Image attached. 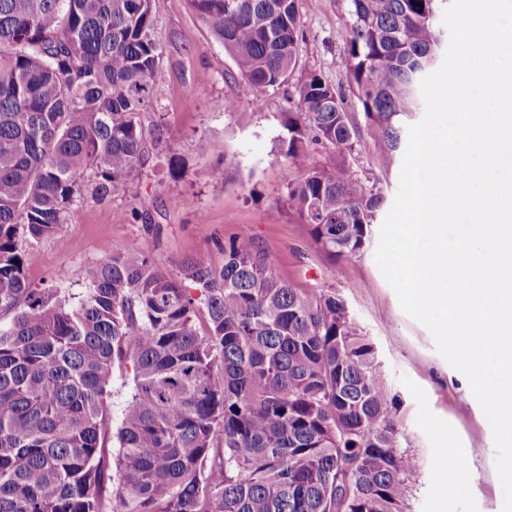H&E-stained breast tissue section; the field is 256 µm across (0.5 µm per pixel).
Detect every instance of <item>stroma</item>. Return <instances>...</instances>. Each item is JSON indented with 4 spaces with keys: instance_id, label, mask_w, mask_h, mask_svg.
Returning <instances> with one entry per match:
<instances>
[{
    "instance_id": "35a3bbf8",
    "label": "stroma",
    "mask_w": 512,
    "mask_h": 512,
    "mask_svg": "<svg viewBox=\"0 0 512 512\" xmlns=\"http://www.w3.org/2000/svg\"><path fill=\"white\" fill-rule=\"evenodd\" d=\"M297 10V67L288 85L259 94L189 0H152L163 57L141 120L162 137L148 139L144 168L110 197H76L54 234L25 246V276L32 287L58 282L78 298L103 244L120 251L138 242L157 268L174 273L185 258L219 265L225 239L248 236L294 287L339 295L374 344L404 444L418 461L405 512H502L490 424L467 397L463 374L402 310L375 262V244L334 261L288 208V185L302 173L279 150L283 115L296 111L310 72L342 88L348 67L346 0H297ZM228 100L235 110H225ZM347 110L358 142L343 165L393 203L401 168L381 165L355 98ZM202 138L209 143L204 154L196 149ZM445 449L468 456L467 468L449 471Z\"/></svg>"
}]
</instances>
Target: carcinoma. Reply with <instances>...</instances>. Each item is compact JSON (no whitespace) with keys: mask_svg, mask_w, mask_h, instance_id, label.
Segmentation results:
<instances>
[{"mask_svg":"<svg viewBox=\"0 0 512 512\" xmlns=\"http://www.w3.org/2000/svg\"><path fill=\"white\" fill-rule=\"evenodd\" d=\"M189 2L257 92L288 83L296 0ZM439 2L347 0L346 83L386 167L436 64ZM161 61L151 0H0V512H404L417 460L373 343L250 238L175 277L105 246L75 304L26 280L19 238L63 223L87 169L104 199L142 166ZM283 125L303 172L288 207L333 259L359 253L383 195L310 162L356 149L343 94L309 73Z\"/></svg>","mask_w":512,"mask_h":512,"instance_id":"1","label":"carcinoma"}]
</instances>
